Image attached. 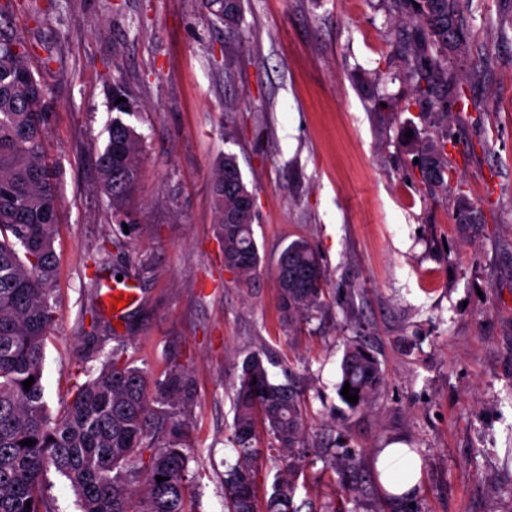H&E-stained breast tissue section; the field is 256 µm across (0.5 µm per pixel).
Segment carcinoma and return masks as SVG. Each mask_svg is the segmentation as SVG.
<instances>
[{"mask_svg":"<svg viewBox=\"0 0 512 512\" xmlns=\"http://www.w3.org/2000/svg\"><path fill=\"white\" fill-rule=\"evenodd\" d=\"M198 2L227 32L236 31L240 0ZM406 2L417 5L419 59L436 75L446 74L448 51L466 38L458 19L459 0ZM431 47L439 49L438 57H429ZM109 96L116 116L109 120L107 139L94 162L113 217L131 223L129 203L140 175L136 156L143 142L127 120L136 112L121 79H113ZM49 112L50 98L33 71L27 42L0 26V512H56L46 492L52 469L69 481L81 512H195L187 485L190 457L184 451L188 422L176 412V405L189 401L188 378L180 366L153 381L125 358L127 344L119 339L96 376L83 382L73 377L57 415L44 400V345L56 322L50 298L60 208L57 171L44 150ZM444 149L421 147L418 164L425 181L444 182ZM213 194L224 266L247 282L261 258L253 231L255 212L241 209L252 192L234 155L219 159ZM283 254L288 268L277 267L276 279L284 317L321 309L326 276L317 248L297 239ZM270 363L263 350L242 362L233 399L237 459L224 473L225 512H299L294 498L308 465L304 454L269 458L275 468L271 490L263 507L256 498V417L280 448L300 447L307 429L303 397L293 386L273 381ZM341 371V382L358 395L352 408L366 404L383 380L378 359L357 344L347 349ZM31 377L34 383L26 390L23 382ZM27 439L35 444H20ZM325 465L335 472L351 470L357 466L356 455H331ZM159 476L165 480L157 481Z\"/></svg>","mask_w":512,"mask_h":512,"instance_id":"obj_1","label":"carcinoma"}]
</instances>
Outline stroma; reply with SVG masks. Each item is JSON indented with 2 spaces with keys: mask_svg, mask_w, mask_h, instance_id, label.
<instances>
[{
  "mask_svg": "<svg viewBox=\"0 0 512 512\" xmlns=\"http://www.w3.org/2000/svg\"><path fill=\"white\" fill-rule=\"evenodd\" d=\"M464 44L448 55L443 103L409 77L419 39L402 0H243L240 40L197 0H11L49 92L47 151L61 178L54 303L43 385L51 412L89 355L90 290L140 287L118 330L152 378L191 381L195 512H224L236 451L233 385L247 354L289 363L306 403L301 512H512V0H461ZM122 76L143 136L131 231L111 218L94 154ZM444 143V184L415 162ZM235 155L254 195L261 263L250 283L224 267L212 182ZM495 197H487V181ZM480 221L462 228L459 212ZM319 250L325 305L284 319L277 260L293 240ZM360 342L383 384L349 409L341 363ZM423 462L413 509L376 480L379 449ZM354 453L349 476L323 453Z\"/></svg>",
  "mask_w": 512,
  "mask_h": 512,
  "instance_id": "35a3bbf8",
  "label": "stroma"
}]
</instances>
